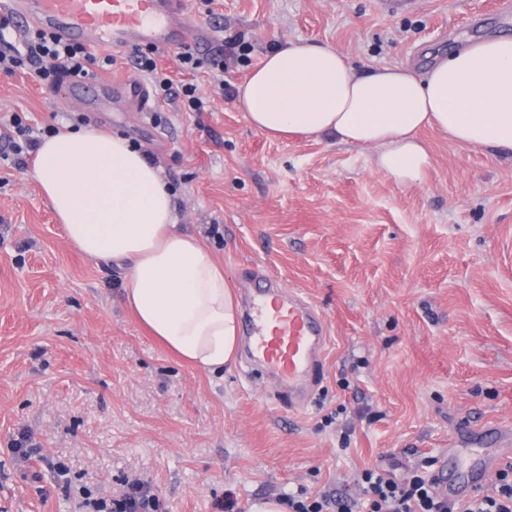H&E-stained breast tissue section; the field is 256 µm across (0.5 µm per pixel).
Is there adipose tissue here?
Here are the masks:
<instances>
[{"mask_svg": "<svg viewBox=\"0 0 512 512\" xmlns=\"http://www.w3.org/2000/svg\"><path fill=\"white\" fill-rule=\"evenodd\" d=\"M238 98L256 131L373 148L376 166L408 185L431 164L419 138L427 127L462 146L512 151V37L472 43L422 74L358 71L331 46L291 43L267 53ZM35 178L68 240L123 271L141 325L199 370L233 364L238 303L223 265L178 228L160 166L122 136L69 131L42 141Z\"/></svg>", "mask_w": 512, "mask_h": 512, "instance_id": "adipose-tissue-1", "label": "adipose tissue"}]
</instances>
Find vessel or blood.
<instances>
[{
	"mask_svg": "<svg viewBox=\"0 0 512 512\" xmlns=\"http://www.w3.org/2000/svg\"><path fill=\"white\" fill-rule=\"evenodd\" d=\"M6 7L21 9L34 23L90 48L174 49L191 37L185 0H7ZM96 88L100 100L137 112L150 109V92L142 80L115 78L98 82ZM245 334L249 350L276 376L289 406H303L327 343V326L319 312L301 299L287 302L277 297L269 278L254 292ZM469 434V447L445 449L433 472L439 492L452 501L486 488L491 475L512 462L511 432L481 426ZM495 439L501 440V448L487 453L485 444Z\"/></svg>",
	"mask_w": 512,
	"mask_h": 512,
	"instance_id": "vessel-or-blood-1",
	"label": "vessel or blood"
}]
</instances>
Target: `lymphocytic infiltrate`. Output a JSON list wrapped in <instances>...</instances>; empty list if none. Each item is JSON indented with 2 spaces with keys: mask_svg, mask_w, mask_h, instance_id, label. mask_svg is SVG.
<instances>
[{
  "mask_svg": "<svg viewBox=\"0 0 512 512\" xmlns=\"http://www.w3.org/2000/svg\"><path fill=\"white\" fill-rule=\"evenodd\" d=\"M156 49L136 50L134 63L150 74L156 90L171 99H182L190 111L200 112L204 103L198 87L192 83L174 84L156 61ZM105 67L113 62L112 55L95 59L87 48L69 44L44 31H36L25 50L0 51V70L15 72L33 68L39 80L50 87L58 86L70 76H89V63ZM40 138L21 115L9 119V131L0 140V162L24 165L30 153L37 151ZM435 458L427 457L406 476L397 477L380 468L364 469L357 478L359 495L355 498L333 497L327 494L310 495L300 488L282 499L288 512H512V464L498 471L492 488L471 496L460 504L449 503L433 480ZM91 512H155V496L143 483L135 482L118 499L89 501Z\"/></svg>",
  "mask_w": 512,
  "mask_h": 512,
  "instance_id": "1",
  "label": "lymphocytic infiltrate"
}]
</instances>
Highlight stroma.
Segmentation results:
<instances>
[{
    "instance_id": "35a3bbf8",
    "label": "stroma",
    "mask_w": 512,
    "mask_h": 512,
    "mask_svg": "<svg viewBox=\"0 0 512 512\" xmlns=\"http://www.w3.org/2000/svg\"><path fill=\"white\" fill-rule=\"evenodd\" d=\"M201 56L251 45L223 76L157 59L197 83L201 112L155 99L148 115L74 100L27 71L0 72V116L34 133L86 124L149 151L177 194L176 217L224 266L239 302L255 274L323 316L328 338L301 409L256 364L203 373L180 363L123 300L122 272L67 239L33 175L0 166V512H79L85 498L147 484L157 512H243L305 488L357 495L362 470L404 474L465 426L512 430V154L433 130L432 164L398 186L371 149L271 140L237 98L266 53L322 43L358 69L409 65L496 34L500 0H186ZM28 431L36 448L17 459ZM64 463L68 473L54 472Z\"/></svg>"
}]
</instances>
